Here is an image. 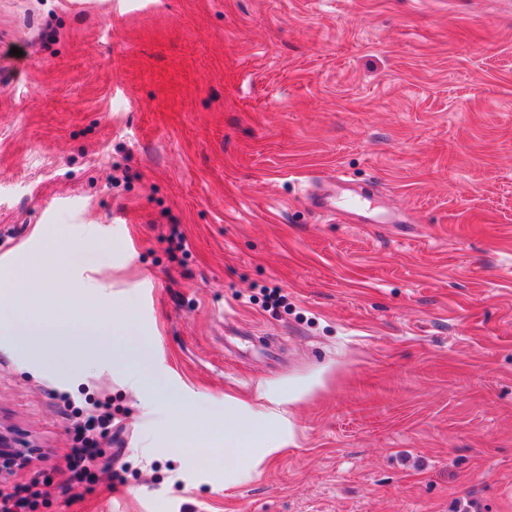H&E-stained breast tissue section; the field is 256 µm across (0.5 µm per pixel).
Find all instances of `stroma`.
Wrapping results in <instances>:
<instances>
[{
    "mask_svg": "<svg viewBox=\"0 0 512 512\" xmlns=\"http://www.w3.org/2000/svg\"><path fill=\"white\" fill-rule=\"evenodd\" d=\"M338 171L404 223L314 210ZM56 248L113 356L32 358L0 306V423L34 447L0 496L512 512V0H0V280ZM283 395L225 476V402ZM95 401L122 432L71 483Z\"/></svg>",
    "mask_w": 512,
    "mask_h": 512,
    "instance_id": "obj_1",
    "label": "stroma"
}]
</instances>
